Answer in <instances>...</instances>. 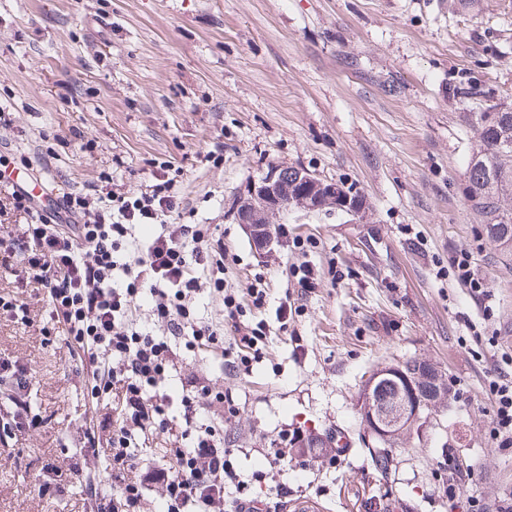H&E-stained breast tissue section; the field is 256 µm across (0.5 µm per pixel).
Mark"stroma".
<instances>
[{"label":"stroma","mask_w":512,"mask_h":512,"mask_svg":"<svg viewBox=\"0 0 512 512\" xmlns=\"http://www.w3.org/2000/svg\"><path fill=\"white\" fill-rule=\"evenodd\" d=\"M512 107V0H0V170L53 197L88 184L136 196L172 180L173 224H207L224 244V286L267 288L270 334L250 372L219 351L181 350L160 389L208 377L238 415L224 426L245 496L270 512L311 500L321 512H368L371 496L412 512H497L512 505V447L493 434L491 384L512 377V243L491 241L465 196L484 107L454 95L459 77ZM353 187L359 223L336 209L283 214L288 233L256 249L232 204L268 166ZM471 255L484 295L457 282ZM311 268L312 291L292 270ZM26 319L0 315V359L29 375L36 428L0 444V512H83L73 466L110 481L79 450L99 418L52 329L44 292L0 275ZM288 302L287 319L278 307ZM432 364L454 397L422 442L399 445L396 472L360 454L369 433L358 393L375 369ZM347 433L352 452L320 451L270 468L283 434ZM52 492H29L35 474Z\"/></svg>","instance_id":"obj_1"}]
</instances>
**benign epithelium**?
Wrapping results in <instances>:
<instances>
[{"label":"benign epithelium","mask_w":512,"mask_h":512,"mask_svg":"<svg viewBox=\"0 0 512 512\" xmlns=\"http://www.w3.org/2000/svg\"><path fill=\"white\" fill-rule=\"evenodd\" d=\"M281 167H270L267 174L250 183L246 193L239 196L233 208L237 223L244 225L245 231L256 248L263 250L270 247L277 230L278 220L284 209L309 210L312 207L325 209L334 207L347 212L354 219L363 222L366 217L364 203H350L351 195L347 187L332 185L318 178L315 174L297 169L296 182L306 187V192L291 190L288 182L279 176ZM412 415L418 435H423L429 427V419L418 411H410L407 400L394 399L383 404L371 406L375 434L386 439L407 415Z\"/></svg>","instance_id":"benign-epithelium-1"}]
</instances>
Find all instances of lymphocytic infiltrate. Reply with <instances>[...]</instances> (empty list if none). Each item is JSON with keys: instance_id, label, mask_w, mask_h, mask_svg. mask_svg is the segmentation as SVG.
<instances>
[{"instance_id": "obj_1", "label": "lymphocytic infiltrate", "mask_w": 512, "mask_h": 512, "mask_svg": "<svg viewBox=\"0 0 512 512\" xmlns=\"http://www.w3.org/2000/svg\"><path fill=\"white\" fill-rule=\"evenodd\" d=\"M8 198L25 223L19 235L0 236V266L19 264L20 282L45 291L49 319L65 333L69 356L94 397L109 401L113 410L83 437L84 447H108L110 490L100 487L96 474L74 472L89 493L90 512H144V493L154 486L163 490L166 512H245L242 498L227 496L243 485L219 438L225 420L237 414L233 403L198 378L181 397L177 421L167 413L169 396L157 390L174 365L171 338L185 336L189 349H221L235 371L249 368L262 353L265 324L243 320L235 294L224 288L222 243L213 242L207 228L173 224L142 253L123 252L130 225L155 224L175 210L177 194L167 180L133 197L105 196L90 186L51 201L45 213L23 187H13ZM204 286L222 302L219 322L199 320L187 304ZM145 288L155 299L153 316L162 334L134 325ZM104 430L109 439H101ZM135 431L166 433L162 461L136 457Z\"/></svg>"}]
</instances>
